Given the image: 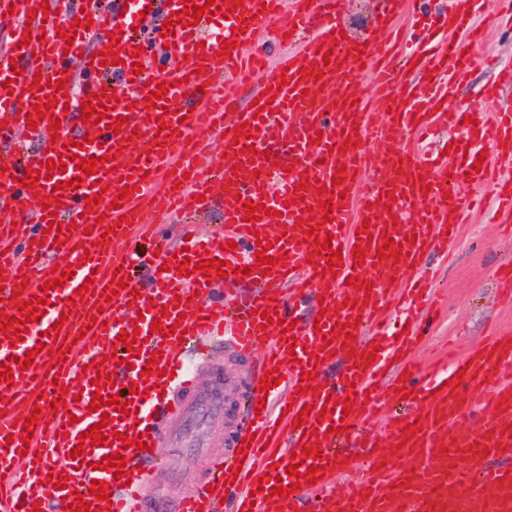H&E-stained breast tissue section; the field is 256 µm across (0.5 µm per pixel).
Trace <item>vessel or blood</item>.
Returning <instances> with one entry per match:
<instances>
[{"label": "vessel or blood", "instance_id": "b4317fda", "mask_svg": "<svg viewBox=\"0 0 512 512\" xmlns=\"http://www.w3.org/2000/svg\"><path fill=\"white\" fill-rule=\"evenodd\" d=\"M44 2L48 17L34 16ZM191 2L204 12L186 28L172 22L166 38L172 59L159 66L149 62L153 41L141 29L149 18L170 20L182 9L180 0H82L78 7L72 0H0V151L14 159L0 174V317L26 320L25 301L47 298L23 340L0 332V364L12 356L33 358L29 369L14 368L10 382L0 383V512H34L38 505L61 512L79 498L103 512H224L228 497L233 512H294L307 496L313 512H512V470L485 473L489 458L512 457V339L497 337L473 360L443 362L416 382L395 370L415 335L395 336L380 317L384 304L400 297L407 321H418L433 283L424 257L447 243L470 206L459 185L492 187L498 211L512 223V180L501 181L491 162L478 160L483 146L512 160V111L468 125L464 118L473 108L448 104L475 64L481 0L448 12L436 23L444 39L418 38L407 57L400 53L407 0H384L373 32L355 39L345 36L328 0H244L225 15L207 8V0ZM83 13L93 26L76 24ZM271 25L300 38L301 46L265 73L269 91L258 108H238L224 77L246 82L264 73L258 35ZM226 40L235 44L228 56L220 52ZM103 52L118 53L120 65H100ZM138 61L144 64L139 75L132 68ZM369 63L375 81L367 95L352 74ZM60 79L66 96L29 129L32 105L53 94ZM164 81L165 98L141 111L140 102ZM118 83L125 92L111 98ZM93 95L108 109L97 124L82 120V104ZM243 123L252 133L235 139ZM461 128L469 138L460 152L436 160L400 147L406 136L422 140ZM214 138L225 148L215 176L207 165ZM72 141L76 157L63 159L60 148ZM235 142L243 153L232 150ZM369 142L377 144L378 159L365 152ZM273 147L288 150L289 167L267 158ZM106 155L114 157V168L103 164ZM93 156L100 162L92 178L77 163ZM52 159L64 161L65 171L27 187V171L45 170ZM98 179L107 192L95 187ZM305 180L310 188L297 192ZM128 185L133 194L121 196ZM95 195L100 203L88 207ZM217 196L227 203L224 223L201 232L196 221ZM327 200L332 210H325ZM249 202L262 207L253 222L244 219ZM174 216L183 221L179 246L187 250L189 274L180 271L176 248L143 256L131 247L137 238L160 237ZM311 233L330 238L329 251L340 252V261L329 262V252L308 242ZM387 238L394 241L388 249ZM231 241L236 249H228ZM262 242L279 265L259 264ZM357 247L365 250L359 261L352 254ZM215 258L226 261L224 276L197 270L198 262ZM137 266L149 270L148 280L133 278ZM248 266L252 274L241 275ZM59 268L69 270V279L45 290ZM246 281L257 292H242ZM109 285L118 291L108 299ZM81 286L86 293L78 300ZM313 295L323 299L319 325H295L297 306ZM129 308L142 312V320L127 318ZM155 322L160 332H151ZM174 325L183 336L171 335ZM367 326L373 333L362 353L377 358L363 369L348 337ZM122 333L138 335L134 351L118 344ZM211 336L222 337L241 359L262 351L259 375L276 369L283 379L268 390L253 385L232 461L212 465L178 499L151 496L158 449L181 444L169 419L204 405L187 352ZM105 355L114 364L110 380L101 381L95 364ZM335 355L346 358L342 378L300 392L302 374L319 375ZM151 359L158 372L143 377ZM59 384L67 392L55 411ZM96 393L119 395L126 411L90 410ZM408 395L416 413L389 418L383 439L390 453H373L365 423ZM307 405L313 411L305 416ZM476 411L481 417L474 429L466 420ZM32 414L38 422L29 436L24 425ZM298 415L299 426L293 423ZM100 422L118 439L85 445L83 458H72L80 434ZM139 432L145 448L127 446ZM347 440L368 449L365 461L337 454ZM307 445L312 454H304ZM117 453L126 461V486L113 470L95 467ZM292 464L302 474L316 467L314 483L294 488ZM59 476L66 488L55 486ZM96 480L108 483L110 507L93 494ZM278 483L287 494L265 498Z\"/></svg>", "mask_w": 512, "mask_h": 512}]
</instances>
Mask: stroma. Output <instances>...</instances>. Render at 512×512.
Returning <instances> with one entry per match:
<instances>
[{
	"instance_id": "35a3bbf8",
	"label": "stroma",
	"mask_w": 512,
	"mask_h": 512,
	"mask_svg": "<svg viewBox=\"0 0 512 512\" xmlns=\"http://www.w3.org/2000/svg\"><path fill=\"white\" fill-rule=\"evenodd\" d=\"M475 22L480 33L476 63L450 102L482 109V89L501 69L512 67V21L499 15L498 0H484ZM490 217L486 209L471 214L449 239L447 254L432 253L426 259L437 274L442 310L427 321L424 337L408 357L419 371L449 356L464 359L494 336L512 332V302L499 294L500 276L512 266V232ZM196 381L201 392L236 405L253 383V365L222 351L198 368ZM236 424V417L220 415L174 420V428L185 430L194 444L160 449L162 461L150 475L156 494L173 499L192 491L210 461L228 452Z\"/></svg>"
}]
</instances>
